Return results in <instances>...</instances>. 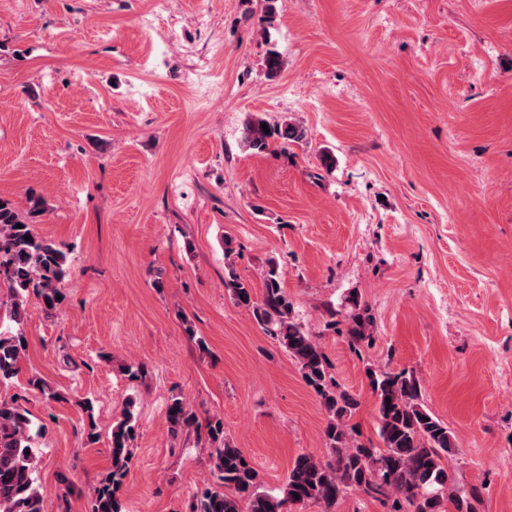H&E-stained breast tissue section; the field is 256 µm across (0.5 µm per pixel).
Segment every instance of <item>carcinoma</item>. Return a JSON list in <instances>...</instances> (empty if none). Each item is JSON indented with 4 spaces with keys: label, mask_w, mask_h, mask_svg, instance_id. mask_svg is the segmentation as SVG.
I'll return each instance as SVG.
<instances>
[{
    "label": "carcinoma",
    "mask_w": 512,
    "mask_h": 512,
    "mask_svg": "<svg viewBox=\"0 0 512 512\" xmlns=\"http://www.w3.org/2000/svg\"><path fill=\"white\" fill-rule=\"evenodd\" d=\"M269 132H264L262 125ZM306 138V130L290 123L268 124L261 117L248 121L244 145L257 153L273 145L285 146ZM21 215L9 200L0 198V280L7 284L5 317L19 325L25 318L29 291L40 297L47 314L56 312L64 296L70 267L63 245L36 233L32 219L44 212V200L26 197ZM262 295L228 266L224 286L234 302L275 340L298 365L305 383L315 392L327 413L323 436L327 455H300L277 493L261 489L256 469L241 449L227 440L224 420L217 415L199 419L184 398L174 396L168 406V431L173 438L194 429L197 444L207 449L213 482L200 490L190 512H296L309 502L332 507L336 500L358 491L372 498L395 496L394 512H474L478 492L459 488L450 472L458 452L448 425L425 407L419 380L405 372L366 370L376 404L380 444L355 440L348 422L359 407V397L342 387L329 373V363L317 337L298 320L294 303L282 285L278 264L270 259L262 272ZM345 313V341L361 354L372 344L374 317L367 305L352 296ZM27 339L21 329H0V385L18 377L26 356ZM30 389L46 402L63 399L45 379L28 378ZM24 395L0 400V512H43V496L37 476L41 449L35 439L44 426L34 420ZM136 401L128 399L121 419L112 425V466L90 495V512H125L120 495L130 471L137 435ZM86 414L85 440L98 438L92 402L82 404Z\"/></svg>",
    "instance_id": "obj_1"
}]
</instances>
